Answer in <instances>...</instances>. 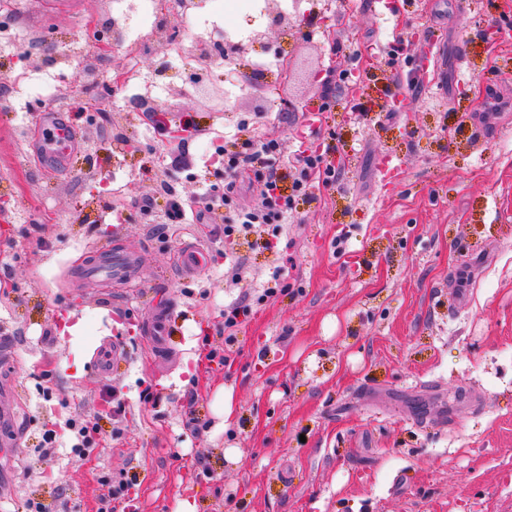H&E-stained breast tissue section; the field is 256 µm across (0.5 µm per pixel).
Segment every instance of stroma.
Wrapping results in <instances>:
<instances>
[{"mask_svg":"<svg viewBox=\"0 0 512 512\" xmlns=\"http://www.w3.org/2000/svg\"><path fill=\"white\" fill-rule=\"evenodd\" d=\"M21 0L22 29L0 71V332L14 356L19 438L0 459L12 497L52 512H98L102 473L129 481L124 512H512V12L504 0H302L292 27L272 26L263 0H190L191 34L224 31L244 54L199 70L176 28L155 24L158 0H123L131 35L106 45L113 0ZM500 30L487 39L488 30ZM263 42H252L254 32ZM42 41L29 43L28 33ZM93 57L59 59L60 41ZM403 50H396V43ZM436 56L433 86L406 82ZM170 57L173 72L155 78ZM287 60V77L256 59ZM207 93H200V85ZM404 99V107L393 104ZM293 111H285V104ZM191 120L189 166L157 149L143 105ZM78 133L60 165L39 146L50 113ZM318 138L299 143L305 113ZM254 131L336 167L280 227L276 246L233 247L211 224L161 235L136 203L164 207L223 187L216 146ZM397 175L381 180L380 162ZM206 254L183 272V246ZM144 260L140 287L84 276L116 247ZM469 297L455 300L454 272ZM288 293L254 306L225 345L224 309L275 273ZM79 325L77 334L64 325ZM126 358L103 376L102 341ZM225 349L228 361L207 359ZM232 392L221 423L216 394ZM123 412L104 418L110 397ZM98 418L94 453L76 456L71 418ZM56 432L52 452L44 440ZM236 448V460L226 458Z\"/></svg>","mask_w":512,"mask_h":512,"instance_id":"1","label":"stroma"}]
</instances>
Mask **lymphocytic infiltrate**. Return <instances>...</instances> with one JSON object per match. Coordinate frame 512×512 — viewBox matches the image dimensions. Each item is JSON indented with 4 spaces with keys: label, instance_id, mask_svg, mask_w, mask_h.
Here are the masks:
<instances>
[{
    "label": "lymphocytic infiltrate",
    "instance_id": "obj_1",
    "mask_svg": "<svg viewBox=\"0 0 512 512\" xmlns=\"http://www.w3.org/2000/svg\"><path fill=\"white\" fill-rule=\"evenodd\" d=\"M218 152L224 164V188L206 198L196 213H189L187 202L178 195L170 196L158 213L154 212L150 199H141L138 202L141 212L155 215L160 224H185L191 220L206 224L212 213L224 209L228 216L218 233L226 241L234 242L283 223L296 197L306 195L313 181L328 186L336 180L335 166L322 156L301 150L285 155L274 138L252 134L225 142ZM286 169L293 173V192L289 195L280 187ZM243 171L251 172L257 183L256 195L247 205L239 204L235 198V180Z\"/></svg>",
    "mask_w": 512,
    "mask_h": 512
}]
</instances>
